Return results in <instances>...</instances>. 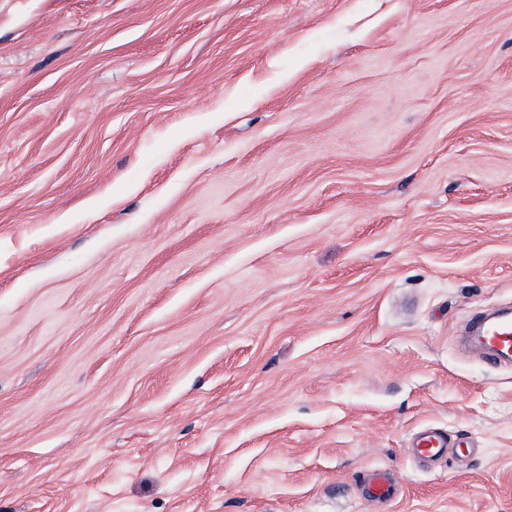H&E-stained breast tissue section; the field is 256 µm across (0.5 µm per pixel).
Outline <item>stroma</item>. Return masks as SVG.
Wrapping results in <instances>:
<instances>
[{"instance_id":"35a3bbf8","label":"stroma","mask_w":512,"mask_h":512,"mask_svg":"<svg viewBox=\"0 0 512 512\" xmlns=\"http://www.w3.org/2000/svg\"><path fill=\"white\" fill-rule=\"evenodd\" d=\"M505 306L512 0H0V512H512ZM507 315L489 320L488 316L480 318L476 330L484 338V347L493 359H503L499 352L512 348V319L509 311H499ZM504 360V359H503ZM412 454L422 460L442 458L448 454V435L437 429H429L417 435L412 442ZM367 493L379 499L391 497L393 494V484L390 473L383 469L373 470L365 478Z\"/></svg>"}]
</instances>
